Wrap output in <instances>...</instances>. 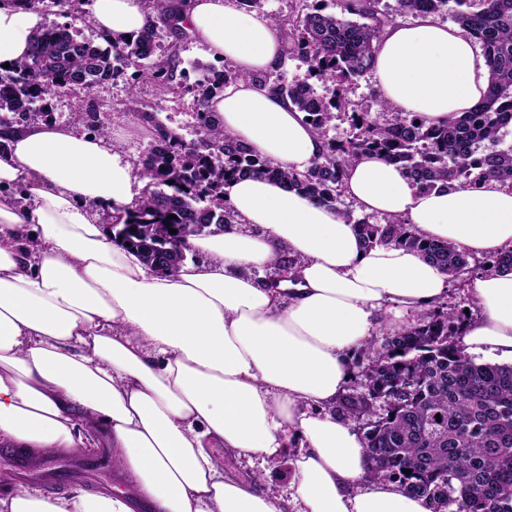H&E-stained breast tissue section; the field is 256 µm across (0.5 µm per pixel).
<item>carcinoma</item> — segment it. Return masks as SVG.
<instances>
[{
	"label": "carcinoma",
	"mask_w": 512,
	"mask_h": 512,
	"mask_svg": "<svg viewBox=\"0 0 512 512\" xmlns=\"http://www.w3.org/2000/svg\"><path fill=\"white\" fill-rule=\"evenodd\" d=\"M342 0L341 14L318 0H298L287 15L272 14L289 57L301 59L311 78L334 86L333 97L313 85L298 89L264 75L259 82L288 98L323 140L320 159L304 172H283L247 145L216 126L209 102L224 85L241 78L226 69L191 88L198 140L187 142L158 120L156 106L130 92L140 117L152 126L141 171L149 179L144 199L126 213L122 244L143 256L156 252L149 231L172 244L169 229L201 236L211 227L236 223L224 199V185L247 175L276 177L319 201L342 202L347 167L365 153L399 166L423 191L469 188L482 180L512 186V148L496 147L512 127V0ZM61 15L85 19L82 0H53ZM153 20L131 39H105L92 45L72 37L74 23L44 26L34 36L30 55L0 73V128L10 129L42 116L53 119L57 97L76 99L74 121L97 134L108 132L97 114L85 112L84 98L132 70L163 94L178 93L179 42L189 37L178 0H151ZM453 13L468 30L489 65V88L481 103L444 124L419 114L374 116L351 100L356 78L372 72L373 56L385 28L397 18ZM175 41L161 48L160 32ZM349 134L330 135L336 120ZM175 218H169V215ZM364 245L397 244L419 251L455 282L465 273L512 269V250L470 265L471 254L421 235L401 217L355 220ZM466 319L440 300L417 322L391 333L384 352L361 366L359 381L339 398V408L364 423L362 439L371 475L398 483L408 494L427 498L433 512H512V364L478 363L460 345ZM382 413H377V410ZM409 469L406 474L402 469Z\"/></svg>",
	"instance_id": "1"
}]
</instances>
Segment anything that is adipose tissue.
<instances>
[{
	"label": "adipose tissue",
	"instance_id": "ef3b65f1",
	"mask_svg": "<svg viewBox=\"0 0 512 512\" xmlns=\"http://www.w3.org/2000/svg\"><path fill=\"white\" fill-rule=\"evenodd\" d=\"M100 33L127 37L148 23L145 0H90ZM189 30L239 72L212 98L225 131L280 170L303 172L323 143L286 98L258 83L284 42L267 18L232 0H187ZM42 19L0 0V66L27 58ZM372 74L394 111L442 124L483 99L489 68L465 31L420 17L389 26ZM0 151V442L31 454L107 436L134 495L81 488L52 498L0 495V512H432L426 498L372 478L360 435L331 411L379 313L419 312L447 292L443 269L420 252L365 247L352 221L286 183L230 182L236 225L192 238L206 262L162 273L116 242L101 213L138 205L147 180L110 136L78 124L13 128ZM357 213L402 217L425 237L475 255L512 248V188L417 190L367 153L346 170ZM297 258L280 288L259 280L279 250ZM478 313L465 350L512 361V271L472 290ZM300 449L287 496L226 476L213 455L267 458Z\"/></svg>",
	"mask_w": 512,
	"mask_h": 512
}]
</instances>
